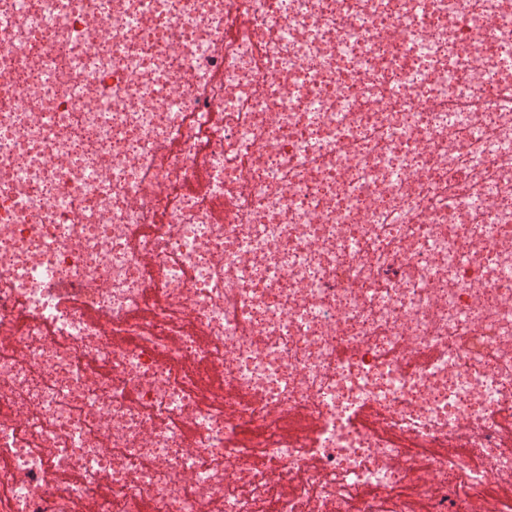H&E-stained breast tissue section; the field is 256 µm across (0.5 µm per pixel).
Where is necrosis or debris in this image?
<instances>
[{
    "label": "necrosis or debris",
    "instance_id": "1",
    "mask_svg": "<svg viewBox=\"0 0 512 512\" xmlns=\"http://www.w3.org/2000/svg\"><path fill=\"white\" fill-rule=\"evenodd\" d=\"M3 17L0 512H512V0Z\"/></svg>",
    "mask_w": 512,
    "mask_h": 512
}]
</instances>
